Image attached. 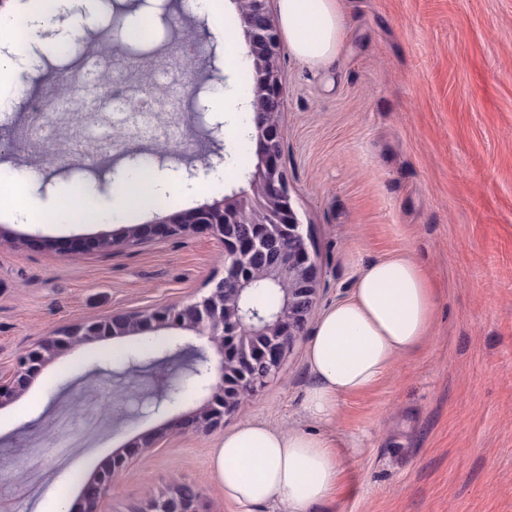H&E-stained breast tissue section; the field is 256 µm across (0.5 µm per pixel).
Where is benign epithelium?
Instances as JSON below:
<instances>
[{"mask_svg": "<svg viewBox=\"0 0 512 512\" xmlns=\"http://www.w3.org/2000/svg\"><path fill=\"white\" fill-rule=\"evenodd\" d=\"M231 2L253 77L251 140L259 162L249 190L173 215L151 225L148 232L133 227L119 242L104 237L95 243L96 249L107 253L120 244L139 245L154 237L205 233L224 246V277L207 294L188 302L113 312L76 324L59 336L44 337L18 355L12 368L0 372V406L11 401L61 345H86L101 336H140L159 330L190 333L203 340L197 348L205 353V364L199 372L188 374L200 388L201 404L144 436L142 447L149 448L173 431L211 433L224 427V418L239 408L242 392L254 396L281 373L316 306L321 267L306 242L281 166L286 99L280 65L283 44L271 18L273 0ZM224 163L218 146L200 165L188 167L186 178L207 176ZM261 280L288 284L273 313L256 311L243 302L249 288ZM124 463V456H114L107 472L86 483L81 501L70 512H97L100 499L112 491L111 475ZM138 512H200V500L187 497L184 484L174 482L150 497Z\"/></svg>", "mask_w": 512, "mask_h": 512, "instance_id": "1", "label": "benign epithelium"}]
</instances>
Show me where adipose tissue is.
I'll list each match as a JSON object with an SVG mask.
<instances>
[{"label": "adipose tissue", "mask_w": 512, "mask_h": 512, "mask_svg": "<svg viewBox=\"0 0 512 512\" xmlns=\"http://www.w3.org/2000/svg\"><path fill=\"white\" fill-rule=\"evenodd\" d=\"M288 46L302 64L325 65L342 44L338 0H279ZM161 182L135 173L112 195L114 216L148 209ZM438 302L426 270L409 254L369 263L350 299L326 310L307 343L312 377L304 410L329 426L341 402L375 385L398 358L429 338ZM340 442L334 434L283 429L247 421L225 433L212 464L225 500L243 512L281 504L285 512H309L330 501L339 482Z\"/></svg>", "instance_id": "adipose-tissue-1"}]
</instances>
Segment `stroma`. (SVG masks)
<instances>
[{
    "instance_id": "1",
    "label": "stroma",
    "mask_w": 512,
    "mask_h": 512,
    "mask_svg": "<svg viewBox=\"0 0 512 512\" xmlns=\"http://www.w3.org/2000/svg\"><path fill=\"white\" fill-rule=\"evenodd\" d=\"M123 4L112 23L114 4ZM344 40L337 61L308 67L284 51L287 90L282 167L293 207L322 269L316 313L352 294L360 270L397 251L411 254L439 290L433 332L369 390L341 404L344 440L333 499L312 512H512V0H340ZM174 40L200 27L183 0H94L89 21L69 29L84 55L95 33L125 43L142 15ZM224 109L189 115L180 133L194 154L157 152L153 172L199 164L215 123L248 113L238 88L247 64L225 68ZM23 104L0 102V171L26 159L32 198L51 205L46 224L21 223L0 195V366L10 367L44 336L111 312L178 304L209 292L224 275V250L204 234L121 245L127 229L212 204L246 187L240 164L161 207L92 223L69 205L90 190L108 210L113 188L134 169L112 153L91 167L71 165L84 125L61 120L55 158L21 151ZM108 236L111 253L94 247ZM86 242L64 258L72 241ZM307 337L295 343L278 378L247 400L223 431L171 435L129 453L128 443L164 424L134 402L153 392L152 373L127 374L141 337H102L59 347L11 402L0 406V458L14 460L0 497L26 494L39 512L52 491L78 498L114 454L128 460L98 512H132L149 491L191 484L204 512H239L212 470L224 431L245 420L316 431L303 402L311 378ZM112 404L110 416L50 469L46 424L66 407Z\"/></svg>"
}]
</instances>
